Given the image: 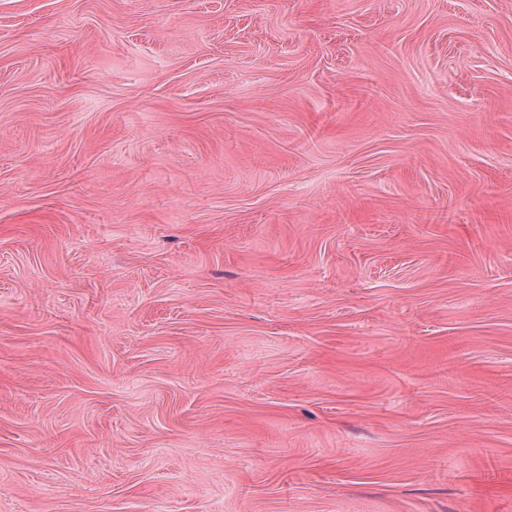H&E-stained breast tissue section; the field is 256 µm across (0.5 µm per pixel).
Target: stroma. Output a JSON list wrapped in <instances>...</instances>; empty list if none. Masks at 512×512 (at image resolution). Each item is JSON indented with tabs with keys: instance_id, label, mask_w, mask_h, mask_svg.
<instances>
[{
	"instance_id": "stroma-1",
	"label": "stroma",
	"mask_w": 512,
	"mask_h": 512,
	"mask_svg": "<svg viewBox=\"0 0 512 512\" xmlns=\"http://www.w3.org/2000/svg\"><path fill=\"white\" fill-rule=\"evenodd\" d=\"M0 512H512V0H0Z\"/></svg>"
}]
</instances>
